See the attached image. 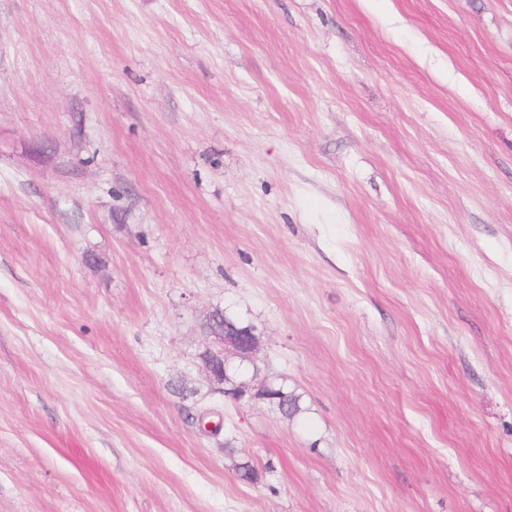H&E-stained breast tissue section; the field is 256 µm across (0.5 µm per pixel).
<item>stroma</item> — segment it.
<instances>
[{"label": "stroma", "instance_id": "obj_1", "mask_svg": "<svg viewBox=\"0 0 512 512\" xmlns=\"http://www.w3.org/2000/svg\"><path fill=\"white\" fill-rule=\"evenodd\" d=\"M0 512H512V0H0ZM207 325L213 330H219L224 326V333L218 336H213L219 344L216 348L217 351L209 350L208 352L220 353L221 358L218 363H203L205 371L209 376L217 382L224 383L225 381H232L237 387L235 393L236 399H240L247 393L253 394L254 398L267 401L270 405L276 407L279 413L286 417V410L284 404L280 402V397L276 392L270 389L268 380H261L256 385L252 383L256 380L258 369L254 372L250 380L241 379V366L244 363H253L254 357L258 350V336L253 325H244L241 321L227 312L217 311L214 313ZM225 352H231L233 360L224 357ZM238 360V365L235 364ZM257 387V389H255ZM252 390H255L253 393ZM287 418V417H286Z\"/></svg>", "mask_w": 512, "mask_h": 512}]
</instances>
